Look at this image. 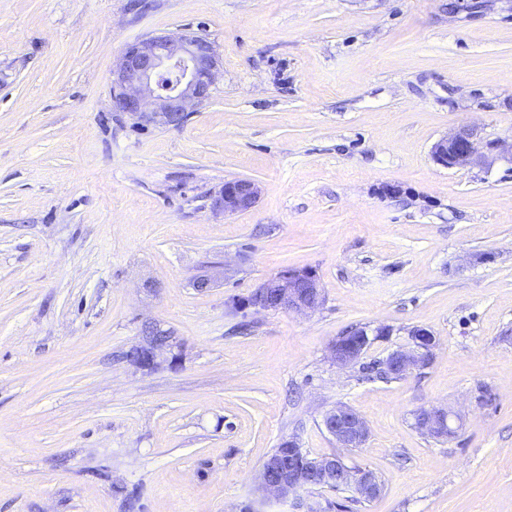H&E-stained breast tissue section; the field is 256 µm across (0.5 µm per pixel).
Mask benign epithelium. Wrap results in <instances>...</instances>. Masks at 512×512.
I'll use <instances>...</instances> for the list:
<instances>
[{"mask_svg":"<svg viewBox=\"0 0 512 512\" xmlns=\"http://www.w3.org/2000/svg\"><path fill=\"white\" fill-rule=\"evenodd\" d=\"M219 56L213 42L197 34L147 36L127 44L112 67V111L127 116L140 126L178 128L196 108L212 98ZM497 154L512 162V141L498 140L480 145L477 129L461 126L440 138L432 147L434 161L447 168L482 164ZM258 185L249 179L224 182L213 196L215 212L233 215L257 203ZM324 301L315 271L287 270L268 278L257 293L242 304L243 311L308 314ZM389 330L360 328L355 338L339 337L330 347L331 359L340 367L359 364L372 338L387 336ZM408 346L392 351L382 360L383 371L403 379L428 368L437 347L436 337L415 327L408 333ZM159 346L140 345L126 355L136 366L156 363ZM458 413L445 407L422 409L415 414V426L428 436L449 437L455 433ZM325 430L340 448H360L368 436L366 421L352 408L339 404L323 417ZM336 484L360 498L377 493V482L365 470L345 465L336 455L311 457L290 440L288 459L266 461L259 474L258 491L279 500H293L298 512H316L300 492Z\"/></svg>","mask_w":512,"mask_h":512,"instance_id":"obj_1","label":"benign epithelium"}]
</instances>
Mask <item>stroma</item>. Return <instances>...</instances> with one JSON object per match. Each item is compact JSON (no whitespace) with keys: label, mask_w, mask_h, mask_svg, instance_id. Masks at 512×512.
Masks as SVG:
<instances>
[{"label":"stroma","mask_w":512,"mask_h":512,"mask_svg":"<svg viewBox=\"0 0 512 512\" xmlns=\"http://www.w3.org/2000/svg\"><path fill=\"white\" fill-rule=\"evenodd\" d=\"M181 32L217 48L211 100L113 112L121 49ZM463 125L512 138V0H0V512H293L257 490L290 437L381 478L357 512H512V162H434ZM234 179L258 202L214 212ZM304 269L316 311L229 309ZM147 321L176 343L136 367ZM360 327L390 330L364 362L415 327L434 359L338 367ZM433 406L455 436L415 427ZM323 426L339 448H360L368 436L364 418L344 404L336 405L325 413Z\"/></svg>","instance_id":"1"}]
</instances>
